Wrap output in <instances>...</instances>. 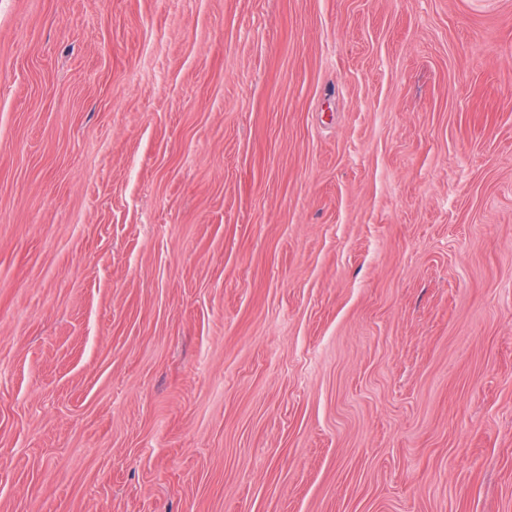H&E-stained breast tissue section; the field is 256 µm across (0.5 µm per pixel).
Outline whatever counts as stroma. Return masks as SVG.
<instances>
[{"mask_svg": "<svg viewBox=\"0 0 512 512\" xmlns=\"http://www.w3.org/2000/svg\"><path fill=\"white\" fill-rule=\"evenodd\" d=\"M0 512H512V0H0Z\"/></svg>", "mask_w": 512, "mask_h": 512, "instance_id": "1", "label": "stroma"}]
</instances>
